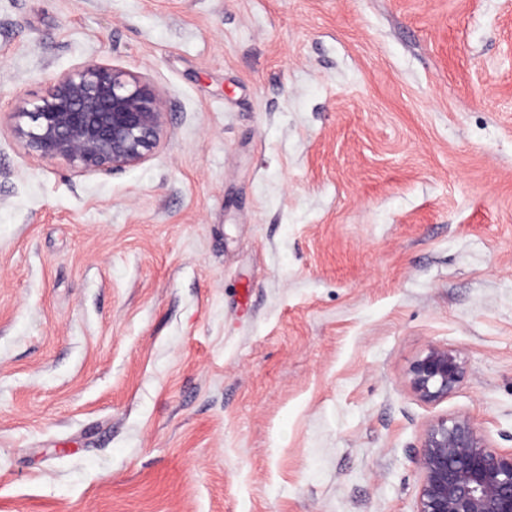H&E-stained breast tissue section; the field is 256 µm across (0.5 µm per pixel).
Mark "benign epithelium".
<instances>
[{
    "label": "benign epithelium",
    "mask_w": 512,
    "mask_h": 512,
    "mask_svg": "<svg viewBox=\"0 0 512 512\" xmlns=\"http://www.w3.org/2000/svg\"><path fill=\"white\" fill-rule=\"evenodd\" d=\"M18 139L79 172L110 173L149 159L160 146L166 101L144 77L107 66L62 74L39 103L14 112ZM460 355L431 346L409 368L424 402L448 397L463 378ZM415 512H512V451H500L465 416L441 419L422 439Z\"/></svg>",
    "instance_id": "1"
}]
</instances>
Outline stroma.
<instances>
[{"label":"stroma","instance_id":"obj_1","mask_svg":"<svg viewBox=\"0 0 512 512\" xmlns=\"http://www.w3.org/2000/svg\"><path fill=\"white\" fill-rule=\"evenodd\" d=\"M92 65L167 102L108 175L10 120ZM458 415L512 449V0H0V512H414ZM465 364L460 355L448 348L430 346L409 368V383L424 402L448 397L463 378Z\"/></svg>","mask_w":512,"mask_h":512}]
</instances>
